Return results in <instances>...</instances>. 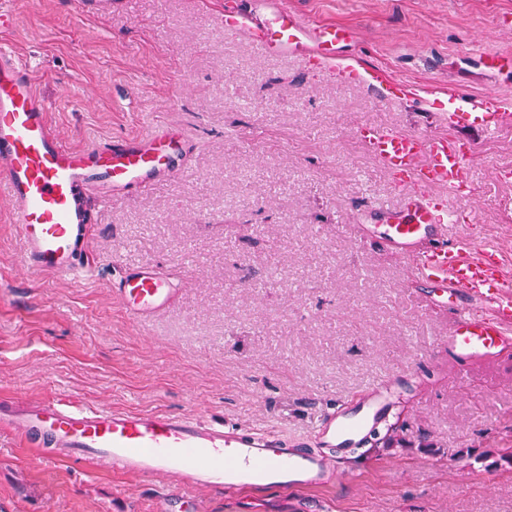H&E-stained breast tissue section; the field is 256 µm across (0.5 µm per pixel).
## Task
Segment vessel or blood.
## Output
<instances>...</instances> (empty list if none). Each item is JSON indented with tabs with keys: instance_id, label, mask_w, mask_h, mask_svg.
I'll list each match as a JSON object with an SVG mask.
<instances>
[{
	"instance_id": "obj_1",
	"label": "vessel or blood",
	"mask_w": 512,
	"mask_h": 512,
	"mask_svg": "<svg viewBox=\"0 0 512 512\" xmlns=\"http://www.w3.org/2000/svg\"><path fill=\"white\" fill-rule=\"evenodd\" d=\"M224 29L248 38L268 55H297L308 68L335 61L352 39L341 24H312L284 0H244L224 10ZM503 99L487 93L465 111L456 91L431 104L442 129L421 135L380 128L362 132L366 148L404 181L397 208L381 213L382 229L364 242L405 259L410 278L431 289V308L451 313L441 344L458 367L490 363L512 350V286L506 285L494 247L472 257L451 241L450 225L463 214L450 210L436 187L465 198L471 193L465 162L470 142L449 128L468 124L495 132ZM49 106L30 70L10 48L0 47V179L24 242L26 267L72 278L92 270L91 229L95 200L134 189L149 190L159 177L186 167L184 138L171 130L132 135L103 147L62 143L48 119ZM116 295L134 324L147 325L174 304L171 275L152 268L124 271ZM408 377L387 376L356 399L321 415L305 438L244 433L214 426L197 415L84 409L46 399L29 412L2 413L0 421L23 431L37 448H63L70 458L106 471L165 479L175 493L221 496L270 487L313 491L334 472L329 450L345 453L384 425L409 389Z\"/></svg>"
}]
</instances>
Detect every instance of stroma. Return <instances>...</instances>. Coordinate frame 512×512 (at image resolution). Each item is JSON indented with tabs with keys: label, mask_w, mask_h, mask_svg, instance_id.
<instances>
[{
	"label": "stroma",
	"mask_w": 512,
	"mask_h": 512,
	"mask_svg": "<svg viewBox=\"0 0 512 512\" xmlns=\"http://www.w3.org/2000/svg\"><path fill=\"white\" fill-rule=\"evenodd\" d=\"M225 0H22L0 31L31 68L67 143L160 125L190 142L185 172L103 202L92 273L24 268L0 182V406L52 398L82 408L197 413L244 431L306 434L318 412L370 381L413 373L396 408L398 444L339 461L316 492L187 494L162 479L47 458L0 425V512H512V472L482 452L512 448V354L460 374L405 265L359 242L363 214L403 186L366 150L364 125L428 133L426 102L455 89L506 102L495 134L461 126L474 221L449 234L495 245L512 279V0H288L351 28L334 69L270 56L224 30ZM408 83L392 102L362 80ZM126 268L177 276L174 306L135 326L112 289Z\"/></svg>",
	"instance_id": "stroma-1"
}]
</instances>
